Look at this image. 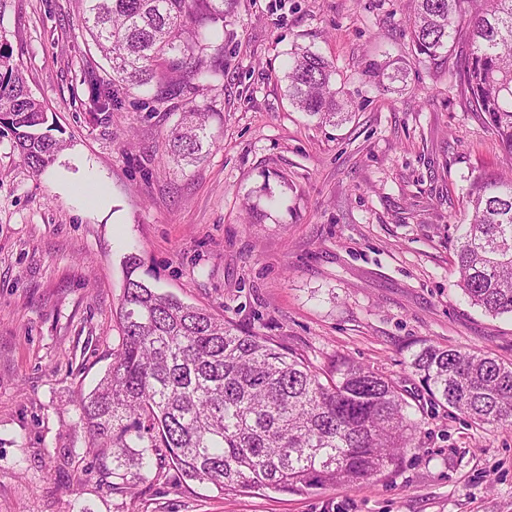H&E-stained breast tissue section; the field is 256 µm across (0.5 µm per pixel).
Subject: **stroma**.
<instances>
[{
	"instance_id": "stroma-1",
	"label": "stroma",
	"mask_w": 512,
	"mask_h": 512,
	"mask_svg": "<svg viewBox=\"0 0 512 512\" xmlns=\"http://www.w3.org/2000/svg\"><path fill=\"white\" fill-rule=\"evenodd\" d=\"M406 8L239 0L223 84L182 96L210 112L216 144L180 171L165 163L177 107L127 92L107 123L87 112L105 62L79 0H0V36L69 143L36 174L0 132V512H512V426L470 424L409 367L425 342L512 361V316L470 305L453 254L470 178L510 172L512 158L447 66L416 54ZM297 44L335 64L346 122L321 126L289 103ZM392 59L405 82L374 79ZM132 253L161 291L322 370L342 355L395 379L415 447L354 488L223 495L162 462L113 489L77 401L121 345Z\"/></svg>"
}]
</instances>
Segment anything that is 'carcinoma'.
<instances>
[{
	"label": "carcinoma",
	"mask_w": 512,
	"mask_h": 512,
	"mask_svg": "<svg viewBox=\"0 0 512 512\" xmlns=\"http://www.w3.org/2000/svg\"><path fill=\"white\" fill-rule=\"evenodd\" d=\"M82 27L109 65L93 77L87 112L101 122L114 88L151 91L165 104L224 81V19L236 0H81ZM419 55L451 60L457 32L471 51L452 64L470 112L512 156V0H412ZM288 100L321 124L343 118L333 62L294 47ZM0 125L22 162L39 174L67 147L0 39ZM215 142L208 112L183 109L168 135L173 161L200 160ZM469 223L456 225L454 265L470 304L512 315V181L480 175L466 193ZM118 306L121 347L97 386L78 402L80 425L100 460H112V489L146 479L165 457L182 478L220 493L271 488H352L397 466L415 447L418 423L396 382L339 359L322 372L307 359L240 331L212 311L158 291L124 260ZM410 366L428 394L471 423L512 426V362L424 343Z\"/></svg>",
	"instance_id": "1"
}]
</instances>
